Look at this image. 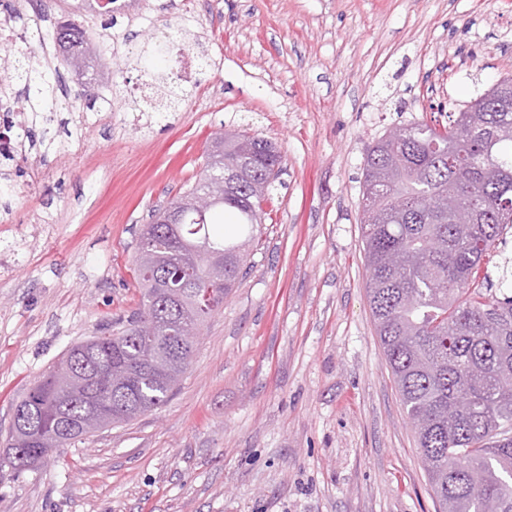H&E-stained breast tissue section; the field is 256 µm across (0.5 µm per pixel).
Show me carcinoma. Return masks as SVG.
<instances>
[{"instance_id":"carcinoma-1","label":"carcinoma","mask_w":512,"mask_h":512,"mask_svg":"<svg viewBox=\"0 0 512 512\" xmlns=\"http://www.w3.org/2000/svg\"><path fill=\"white\" fill-rule=\"evenodd\" d=\"M81 63L84 31L69 22L49 34ZM157 42L145 64L172 70L176 59ZM20 77L38 83L26 99L35 117L59 108L43 71L31 56H15ZM500 93L474 100L446 129L426 123L401 126L404 137L383 135L363 167L362 223L367 294L384 355L398 386L439 512H512V296L493 292L488 275L497 266L512 229V77L497 80ZM244 135L226 132L205 156L200 178L176 202L178 223L166 210L152 214L140 234L139 251L159 259L155 270L137 263L141 308L119 328L72 345L64 358L89 348L93 366L111 373L125 368L130 383L113 388L90 380L70 398L58 395L52 367L16 405L6 454L16 471L41 465L64 445L128 422L164 404L187 368L194 348L181 350L176 366L136 335L152 319L158 335L190 336L224 304L246 273L247 247L261 223V202L279 179L282 156L266 140L254 142L259 159L249 162L238 185L224 193L215 215H200L189 200L241 166ZM471 210L476 223L454 224L451 208ZM230 212L243 235H222L218 218ZM480 484L470 481L474 470Z\"/></svg>"}]
</instances>
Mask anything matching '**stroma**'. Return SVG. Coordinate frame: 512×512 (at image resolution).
Here are the masks:
<instances>
[{
	"label": "stroma",
	"instance_id": "stroma-1",
	"mask_svg": "<svg viewBox=\"0 0 512 512\" xmlns=\"http://www.w3.org/2000/svg\"><path fill=\"white\" fill-rule=\"evenodd\" d=\"M85 31L78 67L31 47L68 107L0 158V512H436L366 294L362 169L512 75V0H133ZM165 31L199 65L159 117L132 91ZM220 130L282 155L251 270L164 405L13 470L20 396L138 308L143 226Z\"/></svg>",
	"mask_w": 512,
	"mask_h": 512
}]
</instances>
